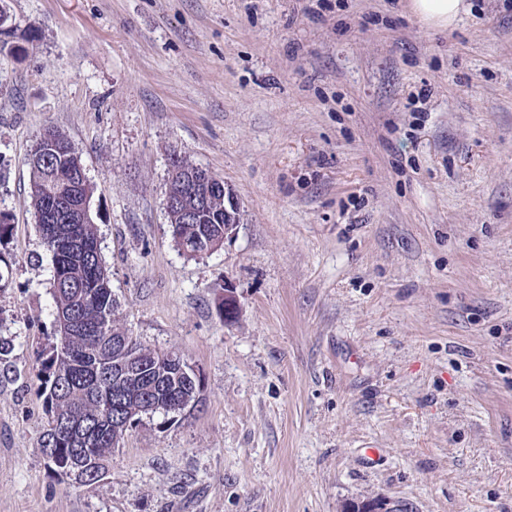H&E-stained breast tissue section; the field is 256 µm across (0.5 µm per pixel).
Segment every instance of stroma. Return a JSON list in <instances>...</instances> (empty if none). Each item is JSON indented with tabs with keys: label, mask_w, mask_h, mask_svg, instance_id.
<instances>
[{
	"label": "stroma",
	"mask_w": 512,
	"mask_h": 512,
	"mask_svg": "<svg viewBox=\"0 0 512 512\" xmlns=\"http://www.w3.org/2000/svg\"><path fill=\"white\" fill-rule=\"evenodd\" d=\"M468 2L440 32L409 0H0V512H512V0ZM47 125L93 187L117 323L201 379L91 484L39 447ZM176 157L240 204L196 258Z\"/></svg>",
	"instance_id": "35a3bbf8"
}]
</instances>
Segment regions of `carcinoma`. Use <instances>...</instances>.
Segmentation results:
<instances>
[{"label":"carcinoma","mask_w":512,"mask_h":512,"mask_svg":"<svg viewBox=\"0 0 512 512\" xmlns=\"http://www.w3.org/2000/svg\"><path fill=\"white\" fill-rule=\"evenodd\" d=\"M55 143L53 153H43L47 140ZM44 155V162L31 169L30 204L34 216L46 213L52 223L37 225L46 250L53 258L54 318L67 312L74 319L73 333L64 350L59 341L49 343L48 357L39 370V397L49 415L48 422L63 423L64 434L52 442L49 465L63 471L72 449L89 448L98 460L112 454L123 434L112 429V418L125 416L143 403L149 387L155 401L163 402L178 392L168 377L145 372L141 383L112 378V336L118 329V302L102 258L98 228L93 221H73L80 204L91 198L89 182H78L75 172L82 167L79 153L56 127L42 128L30 150ZM224 202H213L197 224L172 221L176 246L188 257L209 247L224 244Z\"/></svg>","instance_id":"1"}]
</instances>
